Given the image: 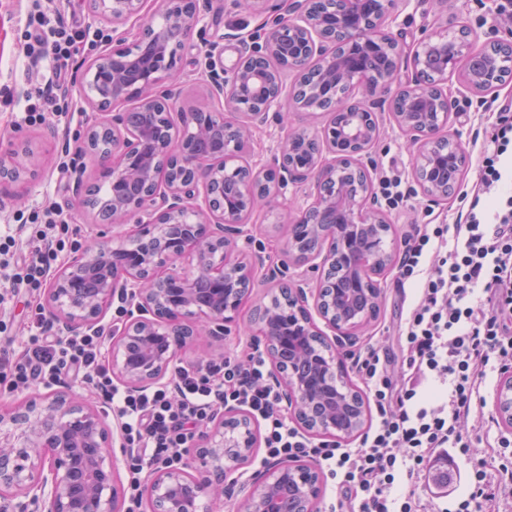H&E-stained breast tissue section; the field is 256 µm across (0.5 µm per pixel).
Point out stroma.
<instances>
[{"label": "stroma", "mask_w": 512, "mask_h": 512, "mask_svg": "<svg viewBox=\"0 0 512 512\" xmlns=\"http://www.w3.org/2000/svg\"><path fill=\"white\" fill-rule=\"evenodd\" d=\"M289 0H272L264 13L253 15L238 9L233 0H197L200 21L177 50V65L189 87L178 105L182 108L215 109L207 67V53H214L218 68L232 70L244 47L262 37L272 22L286 15ZM31 6L30 0H0V153H12L20 145L31 150L26 159L29 175L17 182L0 183V226L14 223L18 214L29 213L41 202L50 201L61 207L71 224L78 229L79 244H86L99 228L95 217L84 209L73 190L74 177L84 184L103 185L99 163L94 154L83 150L81 140L94 112L83 105L78 123L63 130L56 119L43 125L16 126L12 114L17 105L12 98L25 85L27 66L20 55L22 30L20 20ZM493 0H397V7L386 22L392 35L413 45L426 35L445 37L460 26H468L471 36L479 41L499 40L512 43V25L499 24L493 18ZM288 112L287 124L272 120L256 131L249 147L252 157L266 159L279 152L287 128L303 127L312 134H321L331 115L325 111L304 112L296 109L291 98H284ZM380 136L370 150L371 164L367 168L372 184L382 178L401 179L409 193L406 205L387 208L384 201L375 206L384 210L391 225L385 236V247L402 251L403 241L411 225L425 223L426 212L443 217L454 212L456 195L433 202L423 195L417 182L415 148L397 127L390 112L377 115ZM313 188L307 182H291L273 203H261L248 217L251 238L240 241L243 251H260L267 258L266 268L256 277L250 298L233 323L228 324L223 340L200 338L187 345L176 357L178 364L199 367L229 354L246 355L253 337L250 316L254 305L269 301L277 294L280 276H295L298 268L288 253L287 212L310 203ZM383 301L365 342L382 336L385 326L398 319L404 298L396 288L395 271H387L380 279Z\"/></svg>", "instance_id": "stroma-1"}]
</instances>
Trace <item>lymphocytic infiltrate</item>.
Returning <instances> with one entry per match:
<instances>
[{"mask_svg":"<svg viewBox=\"0 0 512 512\" xmlns=\"http://www.w3.org/2000/svg\"><path fill=\"white\" fill-rule=\"evenodd\" d=\"M22 51L38 67L17 96L15 121L37 126L46 116L72 124L77 104L66 98V66L103 32L34 6L25 17ZM484 110L489 130L476 134V180L459 195L451 223L416 224L403 242L396 285L412 290L393 337L401 359L394 375L381 343L354 357L373 412L355 447L314 441L291 422L260 351L229 355L203 369L175 367L169 383L118 386L106 361V328L52 335L32 305L26 335L0 320V390L65 378L90 384L120 422L131 475L128 512H141V476L182 466L200 428L220 408L244 407L263 424L266 459L314 460L333 481L329 512H445L430 480L438 457L467 454L490 438L488 378L512 374V100ZM29 254L18 257L13 232L0 235V304L35 294L70 241L61 208L35 206L26 218ZM493 463L458 475L453 512H512V434L495 438Z\"/></svg>","mask_w":512,"mask_h":512,"instance_id":"obj_1","label":"lymphocytic infiltrate"}]
</instances>
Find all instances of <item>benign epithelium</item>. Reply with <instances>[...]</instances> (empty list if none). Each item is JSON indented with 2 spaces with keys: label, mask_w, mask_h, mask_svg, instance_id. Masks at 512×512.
I'll return each instance as SVG.
<instances>
[{
  "label": "benign epithelium",
  "mask_w": 512,
  "mask_h": 512,
  "mask_svg": "<svg viewBox=\"0 0 512 512\" xmlns=\"http://www.w3.org/2000/svg\"><path fill=\"white\" fill-rule=\"evenodd\" d=\"M93 2L112 21L116 41L124 42L127 24L140 20L137 42L154 46L151 61L137 68L111 65L121 49L93 63L85 98L96 110L108 102L114 109L92 120L84 141L100 130L112 133L110 149L98 154L103 177L112 181V198H98L75 176L84 208L107 228L134 224L137 244L110 248L92 241L55 271L47 288L51 322L69 332L87 329L99 325L114 301H128L137 315L112 331V377L129 389L158 384L178 351L196 337L224 338V325L235 321L263 269L262 256L237 247L240 238H249L243 217L259 201L253 193L257 175L269 180V203L287 180L311 178L315 201L292 218L289 232L295 259L321 273L320 288L311 301L306 279L280 283L283 302L255 306L251 326L295 421L314 436L357 438L366 404L336 391L335 378L346 375L344 355L379 315L377 277L394 265L395 256L382 248L388 221L367 205L371 194L360 188L345 202L341 196L346 160L365 169L379 127L349 118L330 123L320 140L297 130L287 136L281 154L263 164L229 169L227 163L270 113L281 116L284 73L291 71L297 76L292 95L303 98L302 109L350 114L327 93L340 74L351 87L364 88L369 99L364 110L388 108L418 145L419 166L448 168L452 157L437 150L447 141L442 131L448 116L460 111V100L429 85L426 63L435 40L407 48L384 30L396 0H340L336 22L316 11L315 0H294L291 16L278 18L262 42L242 53L230 77L211 74L219 109L179 111L185 135L177 139L169 127L151 154L153 129L145 117L173 112L181 98L175 52L199 22L196 0H162L165 24L158 29L142 13L145 0ZM442 43L445 74L457 71L459 60L486 50L466 35ZM381 51L391 52L394 64L378 74L366 68L364 58ZM312 55L317 68L310 82ZM460 77L473 92L502 83L494 59ZM133 98L135 107L115 109ZM303 236L329 243L328 250L299 252ZM317 318L331 336L317 326ZM497 410L512 423L511 391L497 395ZM115 442L94 405L62 393L22 402L0 413V489L16 500L17 512H121L112 467ZM254 446L246 414L218 412L196 450L198 475L182 468L150 472L155 512H196L200 498L224 496L228 474L253 455ZM319 492L316 468L300 460L271 462L256 476L241 512H288L290 496L301 503L299 512H314Z\"/></svg>",
  "instance_id": "obj_1"
}]
</instances>
